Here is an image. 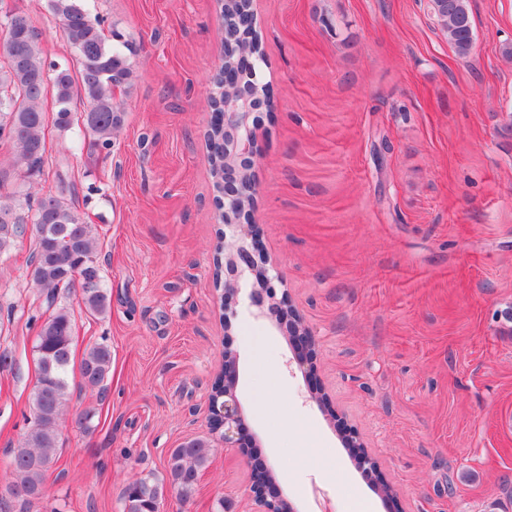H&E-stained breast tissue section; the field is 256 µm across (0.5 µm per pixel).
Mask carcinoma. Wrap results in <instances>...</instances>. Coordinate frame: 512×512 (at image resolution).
Here are the masks:
<instances>
[{
	"mask_svg": "<svg viewBox=\"0 0 512 512\" xmlns=\"http://www.w3.org/2000/svg\"><path fill=\"white\" fill-rule=\"evenodd\" d=\"M432 2L437 23L455 53L470 55L475 34L469 0ZM45 7L61 23L77 69L44 55L34 19L20 7L16 8L17 23L0 44V143L10 147L13 170L20 179L13 191L6 192L11 175L0 169V215L17 210L21 184L31 188L25 194L21 218L12 224L0 221V258L9 257L25 237V225H31L30 278L51 308L48 316L35 320L38 375L29 399L31 418L10 452L13 478L0 489V512H27L44 496L46 476L55 463L58 426L71 397L75 326L74 310L58 298L74 297L79 309L92 317H103L110 309V294L97 258L99 230L68 202L74 184L59 174L56 193L37 196L33 192L44 175L48 128L60 132L76 128L91 136L98 148L110 151L123 123L115 90L130 85L133 77L123 45L109 43L102 20L90 17L86 0H45ZM250 9L251 0H227L223 5V62L227 64L235 59L241 37L238 20ZM77 98L89 103L90 120H81V113L73 107ZM86 273L96 278L90 288L77 285V277ZM111 366L109 345L90 346L80 363L82 387L105 399ZM211 456L212 444L203 439L170 449L165 475L149 473L123 488V512H155L171 491L183 502L192 500Z\"/></svg>",
	"mask_w": 512,
	"mask_h": 512,
	"instance_id": "1",
	"label": "carcinoma"
}]
</instances>
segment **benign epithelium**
<instances>
[{"instance_id": "1", "label": "benign epithelium", "mask_w": 512, "mask_h": 512, "mask_svg": "<svg viewBox=\"0 0 512 512\" xmlns=\"http://www.w3.org/2000/svg\"><path fill=\"white\" fill-rule=\"evenodd\" d=\"M239 60L246 70L239 76L224 69V80L217 83L213 97L216 111L211 119H219L223 153L221 167V188L218 196V217L224 224L225 278L219 282L224 297V329L232 327L229 312L238 300L242 281L249 282L252 303L267 311L286 324L289 343L300 365H308L314 371L317 359L315 342L300 315L287 304V295L277 296L275 282L278 276L272 274L271 266L259 263L257 256L262 251L261 233L251 223L254 206L257 163L258 113L265 111L264 98L257 89L259 65L249 49H241ZM239 355L230 346H224V396L217 399L209 396V421L220 419V438L226 448H241L245 436V418L237 388L239 383ZM271 475V468L264 466V473L251 471L250 512H292V508L271 491L272 482L263 479Z\"/></svg>"}]
</instances>
